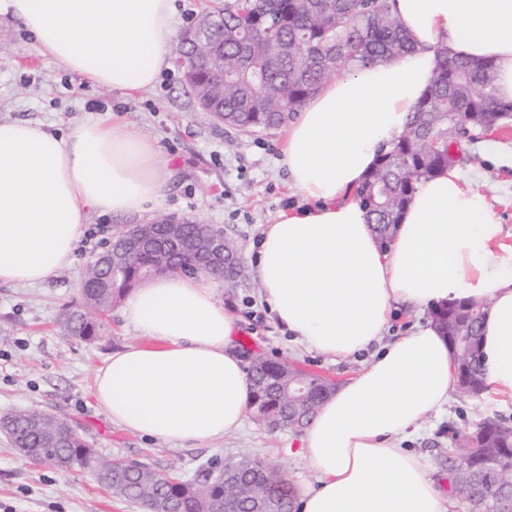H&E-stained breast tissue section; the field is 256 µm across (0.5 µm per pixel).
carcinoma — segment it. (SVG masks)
Instances as JSON below:
<instances>
[{"mask_svg":"<svg viewBox=\"0 0 512 512\" xmlns=\"http://www.w3.org/2000/svg\"><path fill=\"white\" fill-rule=\"evenodd\" d=\"M207 13L214 21L208 38L213 66L210 77L197 82L196 93H205L213 110L224 111V123L245 131L276 129L288 122L341 69L377 65L412 50L389 0H371L367 9L360 0H252L247 15L241 13L239 0H224ZM437 52V72L408 127L358 190L384 241L392 238L417 186L452 166L450 150L457 134L487 130L512 118V102L498 99L490 67L448 55L445 43ZM221 69L228 73L222 81L216 78ZM202 240L200 226L183 224L180 242L164 250L138 249L115 275L99 257H92L82 280L85 311L65 316L66 335L91 337L93 317L109 311L130 288L163 269L186 262L210 276ZM432 315L448 344L455 339L480 343L484 306L473 301L450 303L433 309ZM453 354L464 361L465 378L472 385H457L458 396L480 394V353L469 354L459 346ZM249 379L248 408L254 420L271 431H301L333 386L328 379L271 358L253 368ZM480 427L479 448L471 447V431L448 428L453 447L466 450L448 453V495L466 512H512V420H489ZM8 437L17 449H36L29 460L88 470L113 497L145 509L165 497L171 512H219L224 499L231 497L237 500V512H251L252 496L261 493L288 502L290 512L295 507L293 490L284 488L271 464L265 482L250 490L226 489L208 471L182 480L142 462L106 459L71 433L67 419L50 413L12 414Z\"/></svg>","mask_w":512,"mask_h":512,"instance_id":"obj_1","label":"carcinoma"}]
</instances>
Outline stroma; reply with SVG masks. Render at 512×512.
Wrapping results in <instances>:
<instances>
[{
  "mask_svg": "<svg viewBox=\"0 0 512 512\" xmlns=\"http://www.w3.org/2000/svg\"><path fill=\"white\" fill-rule=\"evenodd\" d=\"M115 114L149 138L166 159L167 190L152 218L185 217L224 229L250 262L264 224L301 197L279 163L274 130L244 132L202 111L176 67L164 70L155 88L132 97L93 87L37 54L21 24L0 10V118L64 129L79 120ZM512 151V119L461 139L455 165L483 193L512 245V166L491 164L488 140ZM125 220L90 215L74 262L35 286L0 284V416L20 410L66 418L100 454L139 460L161 473L185 477L242 453L274 464L293 485H312L316 474L301 451L299 434L271 433L245 418L241 427L209 443L150 440L116 424L98 407L94 379L112 353L137 343L120 307L103 315L91 339L63 335V316L81 305L86 261ZM225 307L238 316L234 333L242 352L286 359L340 382L360 368V358L336 359L306 349L270 313L254 280L237 287L216 282ZM489 417L512 418V398L451 397L405 446L424 457L440 489L448 487V428H476ZM0 512H141L138 504L106 494L91 473L61 470L20 456L0 433Z\"/></svg>",
  "mask_w": 512,
  "mask_h": 512,
  "instance_id": "1",
  "label": "stroma"
}]
</instances>
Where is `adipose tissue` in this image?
<instances>
[{"label":"adipose tissue","instance_id":"adipose-tissue-1","mask_svg":"<svg viewBox=\"0 0 512 512\" xmlns=\"http://www.w3.org/2000/svg\"><path fill=\"white\" fill-rule=\"evenodd\" d=\"M39 55L94 87L152 89L170 66L174 0H0ZM414 49L328 82L280 140L281 166L305 206L265 225L251 261L278 322L307 349L371 357L304 429L317 474L299 512H452L454 504L403 439L447 405L453 355L434 323L387 337L394 304L485 302V393L512 396V248L485 195L456 169L421 183L390 243L356 191L399 136L438 68V43L490 65L512 101V0H392ZM156 146L120 120L67 132L0 120V283L35 285L70 265L89 214L134 218L165 196ZM122 316L144 336L113 353L94 396L113 423L169 442L206 443L239 428L250 384L237 318L214 288L180 272L127 296Z\"/></svg>","mask_w":512,"mask_h":512}]
</instances>
